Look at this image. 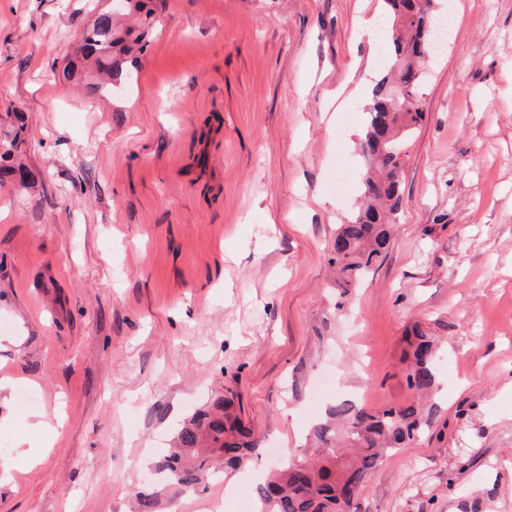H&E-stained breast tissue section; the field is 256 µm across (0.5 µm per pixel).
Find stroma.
Returning a JSON list of instances; mask_svg holds the SVG:
<instances>
[{
  "label": "stroma",
  "instance_id": "35a3bbf8",
  "mask_svg": "<svg viewBox=\"0 0 512 512\" xmlns=\"http://www.w3.org/2000/svg\"><path fill=\"white\" fill-rule=\"evenodd\" d=\"M107 0H0V138L33 187L0 184V437L37 464L0 512H131L179 427L233 388L258 447L207 490L301 457L303 414L405 403L401 338L436 336L435 435L385 459L362 512H512V0H436L383 264L333 309L327 249L352 214L366 101L384 74L361 22L381 0H159L132 85L67 72Z\"/></svg>",
  "mask_w": 512,
  "mask_h": 512
}]
</instances>
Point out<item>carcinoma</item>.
<instances>
[{"label": "carcinoma", "instance_id": "obj_1", "mask_svg": "<svg viewBox=\"0 0 512 512\" xmlns=\"http://www.w3.org/2000/svg\"><path fill=\"white\" fill-rule=\"evenodd\" d=\"M391 21L392 64L373 88L360 139L362 169L358 199L351 220L339 224L327 264L336 278L331 288L340 301L381 265L401 210L404 143L423 119L424 65L431 54L420 46L434 33V0H382ZM153 9L147 0H123L122 13L104 10L83 35L80 60L96 73L86 85L90 96L104 97L131 72L125 56L147 46ZM19 135L0 139V176L35 180L19 161ZM410 401L372 410L341 400L309 431V457L274 468L254 489V512H361L360 492L382 460L394 456L430 431L440 406L433 401L438 349L432 336L416 323L402 336ZM237 392L198 410L183 423L176 440L157 466L160 485L138 492L141 512H152L167 487L193 490L214 473V455L236 467L257 447L253 432L236 408Z\"/></svg>", "mask_w": 512, "mask_h": 512}]
</instances>
